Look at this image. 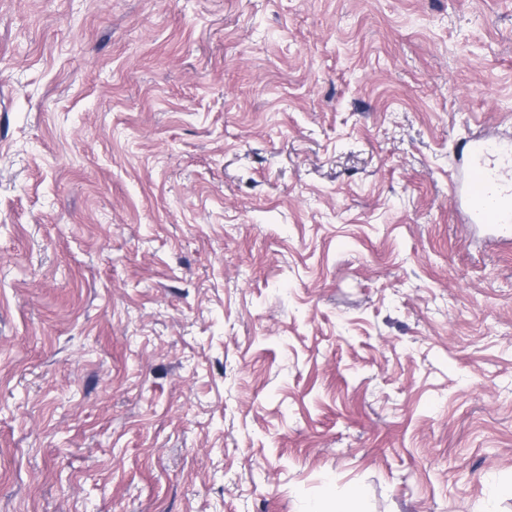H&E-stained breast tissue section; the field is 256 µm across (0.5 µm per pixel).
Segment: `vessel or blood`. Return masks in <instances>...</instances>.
<instances>
[{
	"mask_svg": "<svg viewBox=\"0 0 512 512\" xmlns=\"http://www.w3.org/2000/svg\"><path fill=\"white\" fill-rule=\"evenodd\" d=\"M470 163L464 174L452 182V193L464 202V220L486 228L488 243L494 247L512 246V237L503 235L512 223V180L499 169V153L482 138L468 144Z\"/></svg>",
	"mask_w": 512,
	"mask_h": 512,
	"instance_id": "1",
	"label": "vessel or blood"
}]
</instances>
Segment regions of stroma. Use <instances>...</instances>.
Masks as SVG:
<instances>
[{"label":"stroma","instance_id":"35a3bbf8","mask_svg":"<svg viewBox=\"0 0 512 512\" xmlns=\"http://www.w3.org/2000/svg\"><path fill=\"white\" fill-rule=\"evenodd\" d=\"M512 0H0V512H512ZM470 163L464 174L453 179L452 196L464 202V220L478 224L491 235L489 246H512V237L501 234L504 226L512 223V182L499 169L500 157L507 158L508 149L495 152L482 138L469 141ZM492 198L491 202H485Z\"/></svg>","mask_w":512,"mask_h":512}]
</instances>
